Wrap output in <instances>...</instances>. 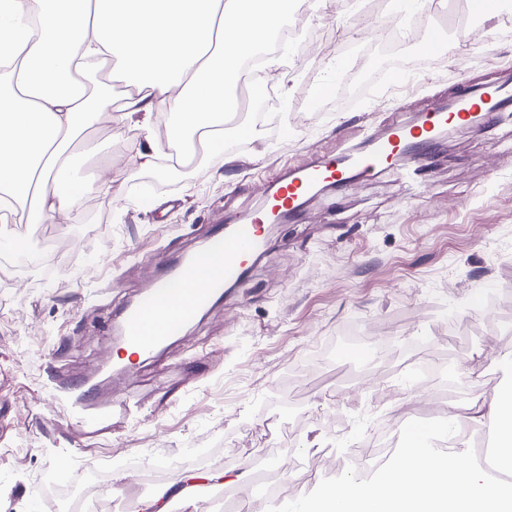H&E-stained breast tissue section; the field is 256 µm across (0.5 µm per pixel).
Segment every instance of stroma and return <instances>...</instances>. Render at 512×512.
<instances>
[{
  "instance_id": "obj_1",
  "label": "stroma",
  "mask_w": 512,
  "mask_h": 512,
  "mask_svg": "<svg viewBox=\"0 0 512 512\" xmlns=\"http://www.w3.org/2000/svg\"><path fill=\"white\" fill-rule=\"evenodd\" d=\"M369 2L335 0L333 13L310 19L324 33L321 50L272 51L279 65L266 77L275 103L265 122L245 120L255 94L244 81L247 102L224 127L233 149L200 153L169 181L139 167L129 137L113 136L108 119L81 134L109 143L100 173L111 190L58 223L19 225L41 260L0 282V512H66L93 473L108 487L103 512H132L176 475L217 468L223 483L191 503L172 497L169 512H225L237 475L256 467L293 476L282 501L296 512L352 472L293 474L290 459L328 449L346 458L381 427L397 451L405 423L440 420L444 405L407 370L421 353L450 362L435 385L456 376L461 416L472 431L487 430L469 407L489 404L505 380L497 358L512 351V110L482 128L454 127L431 147L423 185L405 180L400 161L277 225L247 276L182 336L118 379L99 377L103 398L144 406L122 429L86 436L42 399L47 366L82 379L108 364L114 315L171 258L259 206L291 170L362 148L393 117L416 122L431 100L512 82V32L485 20L488 44L450 31L451 50L413 84L346 105L335 66L351 45L370 47L361 25ZM312 78L330 88L321 114L304 106ZM378 388L392 389L394 401L372 406Z\"/></svg>"
}]
</instances>
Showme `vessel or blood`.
Masks as SVG:
<instances>
[{
	"label": "vessel or blood",
	"mask_w": 512,
	"mask_h": 512,
	"mask_svg": "<svg viewBox=\"0 0 512 512\" xmlns=\"http://www.w3.org/2000/svg\"><path fill=\"white\" fill-rule=\"evenodd\" d=\"M511 106V88L488 84L451 103H431L417 124H392L385 132L373 136L362 151L329 156L294 170L268 194L263 208L229 228L216 229L203 253L184 254L170 261L165 272L124 308L120 326L124 345L143 355L160 350L170 339L182 335L188 324L223 296L227 286L242 279L256 254L263 225L276 217H295L299 203L315 185H347L350 175L372 176L404 154L413 161H422L439 129L468 120L477 112L490 119ZM67 387L79 391L80 398L59 402L58 409L78 426L94 428L109 421L112 415L124 417L131 410L126 401L115 412L97 405L94 389L87 382L71 381Z\"/></svg>",
	"instance_id": "b4317fda"
}]
</instances>
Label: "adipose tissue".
<instances>
[{
	"instance_id": "adipose-tissue-1",
	"label": "adipose tissue",
	"mask_w": 512,
	"mask_h": 512,
	"mask_svg": "<svg viewBox=\"0 0 512 512\" xmlns=\"http://www.w3.org/2000/svg\"><path fill=\"white\" fill-rule=\"evenodd\" d=\"M298 0H0V200L25 224H52L102 190L74 174L77 132L98 123L99 105L77 77L93 63L112 64L127 92L109 121L139 130L140 167L155 166L153 116L168 113V142L200 135L203 150L224 143V124L237 110L229 92L244 60L275 28L292 19ZM38 8L40 33L17 19ZM494 425L500 477L448 451L435 463L429 447L451 436L442 429L406 431L397 464L373 480L324 486L302 512H512V384L495 390Z\"/></svg>"
}]
</instances>
